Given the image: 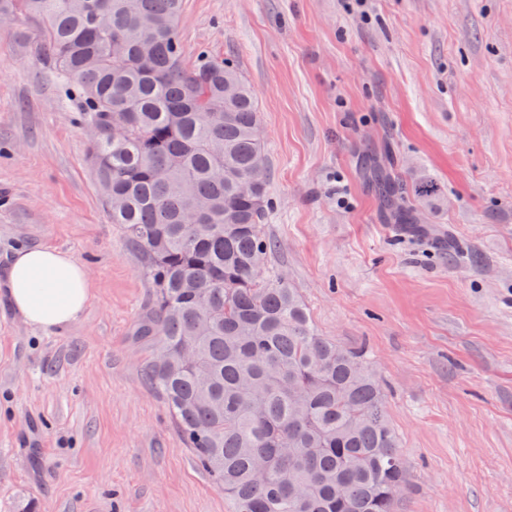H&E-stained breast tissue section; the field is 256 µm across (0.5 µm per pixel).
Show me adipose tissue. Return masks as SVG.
I'll return each mask as SVG.
<instances>
[{
	"label": "adipose tissue",
	"mask_w": 512,
	"mask_h": 512,
	"mask_svg": "<svg viewBox=\"0 0 512 512\" xmlns=\"http://www.w3.org/2000/svg\"><path fill=\"white\" fill-rule=\"evenodd\" d=\"M6 284L18 315L28 325L44 330L77 321L91 298L86 267L54 248L15 251L6 271Z\"/></svg>",
	"instance_id": "adipose-tissue-1"
}]
</instances>
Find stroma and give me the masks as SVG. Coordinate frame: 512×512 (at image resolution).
Instances as JSON below:
<instances>
[{"instance_id":"obj_1","label":"stroma","mask_w":512,"mask_h":512,"mask_svg":"<svg viewBox=\"0 0 512 512\" xmlns=\"http://www.w3.org/2000/svg\"><path fill=\"white\" fill-rule=\"evenodd\" d=\"M179 29L186 61L232 59L257 93L269 265L382 384L398 512H512V0H185ZM380 134L407 185L440 186L428 235L378 210ZM90 137L34 32L0 25V271L47 247L91 281L52 330L0 286V512H233L144 382L153 288Z\"/></svg>"}]
</instances>
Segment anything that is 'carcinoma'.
<instances>
[{
  "instance_id": "cac0c4a2",
  "label": "carcinoma",
  "mask_w": 512,
  "mask_h": 512,
  "mask_svg": "<svg viewBox=\"0 0 512 512\" xmlns=\"http://www.w3.org/2000/svg\"><path fill=\"white\" fill-rule=\"evenodd\" d=\"M183 0H0L37 23L46 62L93 129L88 155L154 288L138 320L145 384L236 512H393L406 486L363 357L317 333L268 266L264 135L229 59L183 58ZM391 224L424 233L403 179L370 149ZM271 471L253 476L257 462Z\"/></svg>"
}]
</instances>
